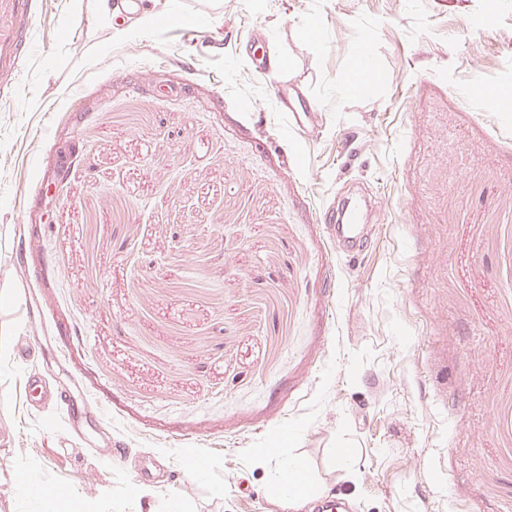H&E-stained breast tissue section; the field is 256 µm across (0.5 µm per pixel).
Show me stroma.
Masks as SVG:
<instances>
[{"mask_svg":"<svg viewBox=\"0 0 512 512\" xmlns=\"http://www.w3.org/2000/svg\"><path fill=\"white\" fill-rule=\"evenodd\" d=\"M144 2L118 37L33 0L35 52L0 43V512H315L288 456L353 512H512V115L462 95L512 93V0ZM236 98L274 135L315 113L299 159ZM360 189L384 219L340 266L316 213ZM30 375L102 419L73 434ZM373 74V63L369 56L361 53L354 66L344 73L341 77L345 85L354 95H359L367 86ZM303 462L296 457H288L281 461V497L287 503L309 504L317 500L323 489L315 487L303 479L298 480L297 477L304 471ZM288 475V480L286 476Z\"/></svg>","mask_w":512,"mask_h":512,"instance_id":"stroma-1","label":"stroma"}]
</instances>
